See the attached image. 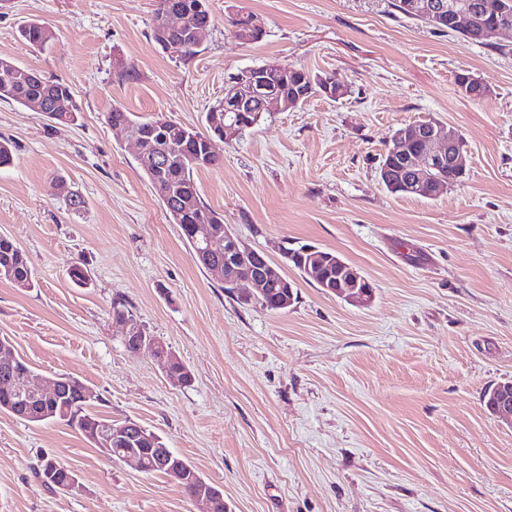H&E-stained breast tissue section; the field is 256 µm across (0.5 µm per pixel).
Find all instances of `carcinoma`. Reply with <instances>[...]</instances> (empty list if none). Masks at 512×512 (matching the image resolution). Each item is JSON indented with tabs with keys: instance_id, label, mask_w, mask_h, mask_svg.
Here are the masks:
<instances>
[{
	"instance_id": "obj_1",
	"label": "carcinoma",
	"mask_w": 512,
	"mask_h": 512,
	"mask_svg": "<svg viewBox=\"0 0 512 512\" xmlns=\"http://www.w3.org/2000/svg\"><path fill=\"white\" fill-rule=\"evenodd\" d=\"M170 10H180L186 15L185 26L181 29L160 30L158 23H153V38L164 50L169 46L188 42L190 30L205 22H213V15L209 8V0H160ZM232 27L241 36L247 37L249 41H257L262 38L263 31L255 23V17L247 15L232 22ZM19 37L28 46L44 48L54 40L53 32L38 23H30L19 29ZM15 62L10 59L0 58V101L14 102L21 106L38 99L42 102L44 111L49 120L58 124H73L76 116L81 112L69 84L61 80L47 79L38 71L32 69V77L25 82H20L12 77ZM317 74L303 71L302 73L289 78V85L282 84L278 76L269 74L266 76L264 90H246L241 102L235 106V111L230 113L237 122L247 126L257 123V119L266 112L267 90H281L289 88L304 98H310V94L317 93V90H309V84L316 81ZM206 131L200 132L194 127L174 121L166 130L157 135L153 133L150 122L136 121L132 113L120 106L112 107L106 114V121L111 126H122L135 124L141 128L148 129L151 134V148L157 158H164L167 155L192 156L198 159V163L187 167L162 166L153 174L146 175V178L154 192L165 208L183 212L179 228L183 238L189 244L191 250H196V242L193 237V226L206 221L219 228H224V218L207 208L201 201L198 187L193 178V172L213 165L219 159V155L210 153L213 146L221 147L223 144H230L234 137L224 134V106L216 104L206 112ZM389 178L395 180L400 188L396 191L398 196H417L419 192L408 188L410 175L401 172L399 166L388 172ZM232 243L224 241L219 237L212 251L205 256H194L195 261L202 268L215 262H224V258L233 256L231 253ZM0 280L8 281L18 288H31L34 286L35 275L25 253L8 236H0ZM288 295L286 288H270L265 295L256 300L261 307L278 311L277 306L284 296ZM157 362L161 363L167 370V374L175 376L184 385L189 386L193 381L191 371L180 360L170 358L169 353L162 350L154 354ZM31 372L28 364L22 360L16 362L10 370L0 369V411L7 412L14 417L31 421L25 413V407L19 406L14 392L12 382ZM67 391L65 396L46 403H35L31 410L42 414L46 421H64L76 428L85 439L92 445L97 443L87 435L90 427L101 425L107 419L87 412L88 399L84 392L87 387L80 381L67 377L65 378ZM122 432L125 436V448L133 450L145 458L144 473H164V470L150 465V443L141 439V433L146 428L134 420L122 422ZM74 471L61 466L52 459H44L35 469V477L41 485L47 488L69 489L73 487L71 476Z\"/></svg>"
}]
</instances>
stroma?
Returning a JSON list of instances; mask_svg holds the SVG:
<instances>
[{
	"instance_id": "1",
	"label": "stroma",
	"mask_w": 512,
	"mask_h": 512,
	"mask_svg": "<svg viewBox=\"0 0 512 512\" xmlns=\"http://www.w3.org/2000/svg\"><path fill=\"white\" fill-rule=\"evenodd\" d=\"M156 0H0V57L71 85L75 124L0 101V235L36 274L0 280V338L43 381L74 377L88 410L132 419L224 491L226 512H512V426L485 406L512 381V33L483 42L421 24L394 0H210L195 55L153 39ZM253 14L265 34L235 38ZM37 21L42 50L18 37ZM337 73L348 94L268 112L198 170L202 202L252 248L332 251L374 286L352 305L283 270L284 311L243 302L198 266L105 115L121 106L203 127L230 74L263 64ZM466 71L491 87L463 98ZM459 130L461 184L390 194L385 147L405 124ZM84 208L73 214L69 195ZM86 268L87 286L68 272ZM123 304L190 369L168 376L134 353L112 316ZM74 470L48 489L33 468ZM0 512H205L163 474L108 459L63 422L0 412Z\"/></svg>"
}]
</instances>
